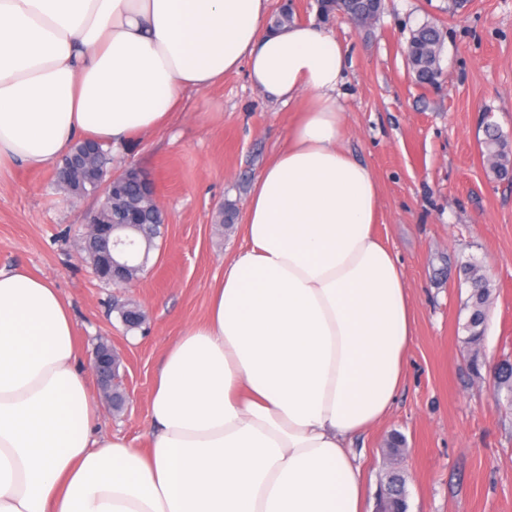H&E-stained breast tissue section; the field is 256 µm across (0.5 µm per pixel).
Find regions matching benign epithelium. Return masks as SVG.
I'll list each match as a JSON object with an SVG mask.
<instances>
[{"instance_id": "1", "label": "benign epithelium", "mask_w": 512, "mask_h": 512, "mask_svg": "<svg viewBox=\"0 0 512 512\" xmlns=\"http://www.w3.org/2000/svg\"><path fill=\"white\" fill-rule=\"evenodd\" d=\"M100 149L93 143H85L81 150L64 157L56 176L60 181H78L103 188L112 187L118 182L139 179L140 191L148 198L157 199L155 181L136 167H126L119 172L101 169L97 163ZM139 215H128L122 224H103L97 214L90 212L85 216V232L78 248L95 253L96 265L93 268L99 281L111 285L129 286L134 279L129 277L135 254L127 246L121 231L138 225ZM92 370L99 382L100 397L111 407L127 406L130 392L126 389L123 376L119 374V354L108 341H102L95 349Z\"/></svg>"}]
</instances>
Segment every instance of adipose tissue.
<instances>
[{
    "mask_svg": "<svg viewBox=\"0 0 512 512\" xmlns=\"http://www.w3.org/2000/svg\"><path fill=\"white\" fill-rule=\"evenodd\" d=\"M347 56L316 21L271 29L268 0H0V175L158 131L241 69L306 103L206 319L164 353L147 447L94 432L68 303L0 268V512H365L349 443L402 390L415 316L378 182L341 144Z\"/></svg>",
    "mask_w": 512,
    "mask_h": 512,
    "instance_id": "obj_1",
    "label": "adipose tissue"
}]
</instances>
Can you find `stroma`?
I'll return each mask as SVG.
<instances>
[{
	"instance_id": "1",
	"label": "stroma",
	"mask_w": 512,
	"mask_h": 512,
	"mask_svg": "<svg viewBox=\"0 0 512 512\" xmlns=\"http://www.w3.org/2000/svg\"><path fill=\"white\" fill-rule=\"evenodd\" d=\"M443 28V76L415 83L406 65L411 30ZM327 30L349 48L341 89L346 149L380 189L378 236L401 258L415 311L407 379L391 412L354 449L374 512L392 433L405 439L408 512H512V404L495 400L463 352L461 263L481 262L496 286L487 317V361H512V182L483 162L482 121L512 137V0H386L368 28L338 16ZM295 108L265 98L245 70L187 93L164 129L121 146L113 171L133 164L157 183L166 237L132 288L99 282L77 251L84 213L99 197L59 191L50 169L0 178V268L47 279L71 307L84 361L100 337L122 353L128 408L103 409L93 428L142 446L149 401L167 346L207 313L210 291L240 249L253 184L281 144ZM233 221L218 223L224 207ZM132 300L146 320L127 329L113 300Z\"/></svg>"
}]
</instances>
